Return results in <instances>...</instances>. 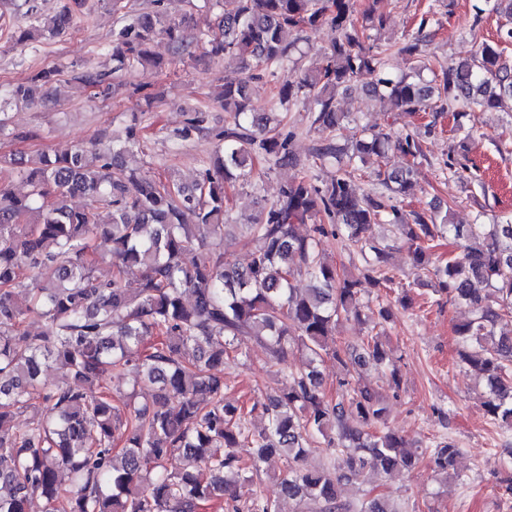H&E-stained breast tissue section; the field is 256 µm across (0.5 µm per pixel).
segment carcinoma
Listing matches in <instances>:
<instances>
[{
  "instance_id": "carcinoma-1",
  "label": "carcinoma",
  "mask_w": 512,
  "mask_h": 512,
  "mask_svg": "<svg viewBox=\"0 0 512 512\" xmlns=\"http://www.w3.org/2000/svg\"><path fill=\"white\" fill-rule=\"evenodd\" d=\"M356 0H216L220 34L200 32L214 58L238 61L244 76L224 81L217 99L231 122L224 128L211 164L191 185L130 170L114 176L115 161L139 144L134 129L117 142L104 135L62 154L38 152L19 170L28 190L18 195L0 186V512H28L39 497L45 512H204L222 504L232 512H278L277 501L258 491L243 506L235 483L277 455L284 462L280 492L301 512H393L386 498L343 501L338 486L365 474L390 478L411 471L420 446L386 426L379 392L343 378L337 398L323 388L320 364L332 354L350 371L389 366L392 359L374 330L396 305H411L389 274L388 246L370 238L369 228L401 230L411 265L432 269L434 292L468 305L473 316L455 326L468 348L463 360L486 377L482 407L501 427L512 429V218L493 224H439L399 204L414 195L423 157L417 134L393 126L363 130L340 145L334 132L350 119L336 105L340 89L360 88L384 112L451 114L453 128L468 112L495 110L512 101V65L498 47L478 46L469 59L434 67L422 58L420 39L410 34L392 45L368 44L367 32L383 28L371 8L357 14ZM504 19L501 37L512 40V0H493ZM123 24L112 32V74L87 70L77 80L89 89H111L107 78L137 69L163 70L152 50L168 41L173 55L188 51L182 22L154 9L130 13L112 0ZM329 24L336 38L328 51L310 57L295 79L288 64L307 57L302 34ZM71 27L64 9L39 27L19 32L25 44L60 35ZM413 61L412 71L394 74L392 54ZM283 75L272 109L302 102L313 124L329 133L312 148L314 161L336 167L323 184L300 173L285 181L276 199L263 202L244 225L249 260L227 261L223 243L230 221L226 188L257 189L255 162L280 169L299 165L290 136L268 126V114L252 105V83ZM60 76L55 67L12 89L16 101L34 103ZM391 154L403 164L378 171L380 190L367 192L357 172ZM91 201L76 208L67 199ZM191 212L196 223L185 222ZM354 246L360 274L347 276L322 249L325 223ZM307 225L299 234L295 228ZM452 236L460 253L432 260L434 241ZM111 275H101L102 265ZM305 278L309 287H297ZM136 282L137 287L127 284ZM376 289V309L363 313L362 283ZM368 326L359 343H341L340 321ZM41 331L32 335L30 328ZM248 339L288 379L268 402L260 420L256 407L224 399V366H243ZM300 350L303 367L285 366L288 351ZM53 363L69 381L46 386L41 376ZM141 377L128 379L130 366ZM156 387L138 401L141 382ZM127 385L123 406L112 405V385ZM27 413L25 424L14 418ZM248 444L255 455L243 461L235 449ZM224 447V455L212 449ZM318 450L327 464L303 462ZM434 467H454L456 444L428 445ZM66 473L64 483L61 473Z\"/></svg>"
}]
</instances>
